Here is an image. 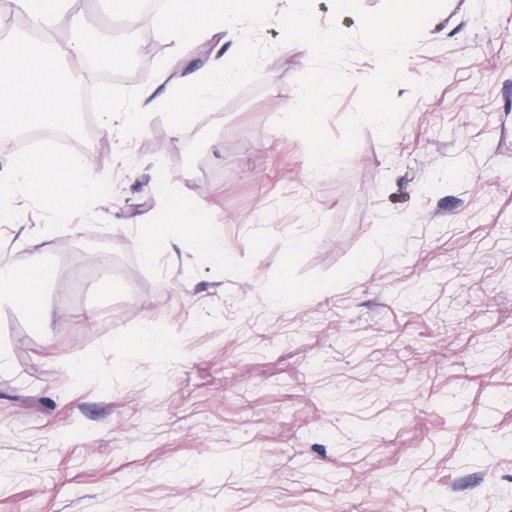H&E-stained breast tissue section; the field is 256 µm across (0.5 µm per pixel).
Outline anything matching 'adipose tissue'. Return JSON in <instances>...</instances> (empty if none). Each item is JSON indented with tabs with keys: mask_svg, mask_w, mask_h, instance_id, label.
<instances>
[{
	"mask_svg": "<svg viewBox=\"0 0 512 512\" xmlns=\"http://www.w3.org/2000/svg\"><path fill=\"white\" fill-rule=\"evenodd\" d=\"M15 166L27 188L41 200L55 221L67 219L68 206L75 197L105 191V184L92 179V161L84 155L55 157L44 151L16 158ZM198 204L191 193L171 196L162 218L139 227V237L147 255L167 250L169 225H178L184 237L212 262L226 264L232 257L223 241L196 218ZM49 284V269L41 255H33L20 269L0 268V304L10 305L17 313L44 324L51 310L44 298Z\"/></svg>",
	"mask_w": 512,
	"mask_h": 512,
	"instance_id": "1",
	"label": "adipose tissue"
}]
</instances>
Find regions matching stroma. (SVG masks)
I'll use <instances>...</instances> for the list:
<instances>
[{
	"label": "stroma",
	"mask_w": 512,
	"mask_h": 512,
	"mask_svg": "<svg viewBox=\"0 0 512 512\" xmlns=\"http://www.w3.org/2000/svg\"><path fill=\"white\" fill-rule=\"evenodd\" d=\"M282 8L260 80L189 127L150 105L230 60L236 30L129 47L112 83L138 90L142 133L92 116L80 145L34 137L110 191L63 223L23 188L0 208V266L41 252L53 310L44 329L0 306V512H512V0H448L404 62L433 87L397 86L392 138L364 128L324 174L275 126L311 59L281 43ZM376 67L356 48L332 138ZM160 171L233 263L175 226L147 257ZM285 278L303 292L278 298ZM155 326L167 352L131 356Z\"/></svg>",
	"instance_id": "stroma-1"
}]
</instances>
